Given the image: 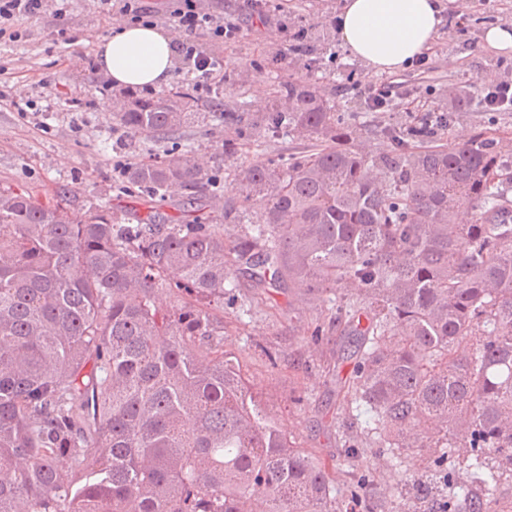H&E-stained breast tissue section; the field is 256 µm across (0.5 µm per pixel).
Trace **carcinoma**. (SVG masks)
Returning <instances> with one entry per match:
<instances>
[{
    "label": "carcinoma",
    "mask_w": 512,
    "mask_h": 512,
    "mask_svg": "<svg viewBox=\"0 0 512 512\" xmlns=\"http://www.w3.org/2000/svg\"><path fill=\"white\" fill-rule=\"evenodd\" d=\"M309 83L279 81L266 112L224 99V161L237 141H303L287 162L236 167L224 214L200 198L165 224L152 199L203 179L184 151L126 170L144 218L42 204L0 191V512H348L325 462L295 445L248 385L243 350L224 348V296L249 307L296 290L351 339L338 359L350 394L351 455L395 459L464 450V512H497L512 479V144L481 132L444 143L466 112H502L486 92L444 87L417 124L394 115L357 129L316 88L352 76L322 67L326 26L301 27ZM180 87L116 113L157 135L190 122ZM392 110L360 97L357 112ZM472 203L467 220L459 203ZM240 230L230 233L224 224ZM169 303L162 302V296Z\"/></svg>",
    "instance_id": "obj_1"
}]
</instances>
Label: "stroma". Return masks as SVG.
<instances>
[{"label": "stroma", "instance_id": "stroma-1", "mask_svg": "<svg viewBox=\"0 0 512 512\" xmlns=\"http://www.w3.org/2000/svg\"><path fill=\"white\" fill-rule=\"evenodd\" d=\"M198 5L235 20L241 33L226 43L198 35L203 50L222 60L225 69L198 89L195 111L207 113L215 98L231 94L245 101L248 111L261 113L274 78L296 83L310 74L304 54L293 50L294 31L284 28V17L304 26L330 25L340 0H263L261 18L252 16L244 0H198ZM124 18L119 5L102 0H50L41 13L13 22L18 40L0 35V190L23 189L42 203L64 199L79 214L109 206L131 217L141 204L122 173L133 163L188 149L206 174H223V123L195 120L164 135H134L102 109L99 88L107 77L90 40L110 35L113 24ZM491 23L512 26V0H452L425 63L396 74L373 73L340 41H332L323 50L326 63L352 68L357 85L341 92L326 82L323 95L344 105L356 92H381L404 120L419 123L435 88L512 80V55L482 46V30ZM277 51L282 57L272 74L263 61ZM228 71L234 74L230 85L224 82ZM257 73L262 81H254ZM19 103L27 104L26 112L16 111ZM486 130L512 142V111L499 113L492 123L484 113H468L447 139L458 143ZM250 294V289L240 288L234 300L225 302L224 338L245 349L253 390L280 427L330 465L337 496H346L354 468L343 456L337 435L340 407L332 368L336 350L347 341L332 331L326 342H314L309 326L315 308L285 291L271 293L266 305L238 316ZM430 454V449H417L396 462L378 449H366L362 464L377 483L368 488L360 512L380 503L400 508V489L428 470Z\"/></svg>", "mask_w": 512, "mask_h": 512}]
</instances>
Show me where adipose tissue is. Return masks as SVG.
I'll return each instance as SVG.
<instances>
[{
    "mask_svg": "<svg viewBox=\"0 0 512 512\" xmlns=\"http://www.w3.org/2000/svg\"><path fill=\"white\" fill-rule=\"evenodd\" d=\"M440 12V0H342L336 29L350 54L393 74L432 47ZM92 46L114 86L158 87L172 76L175 48L163 30L121 22Z\"/></svg>",
    "mask_w": 512,
    "mask_h": 512,
    "instance_id": "obj_1",
    "label": "adipose tissue"
}]
</instances>
